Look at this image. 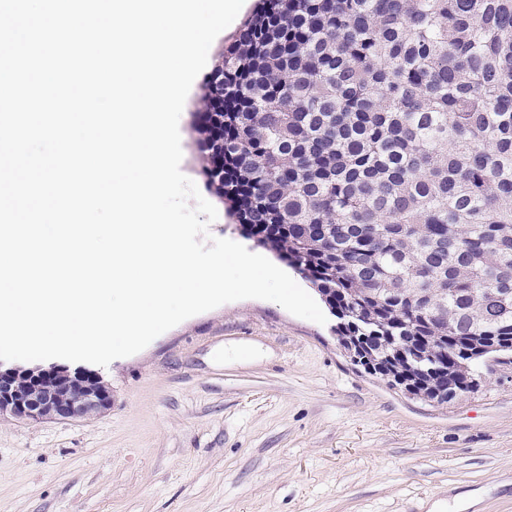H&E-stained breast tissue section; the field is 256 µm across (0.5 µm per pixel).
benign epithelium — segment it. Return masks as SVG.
<instances>
[{"label": "benign epithelium", "mask_w": 512, "mask_h": 512, "mask_svg": "<svg viewBox=\"0 0 512 512\" xmlns=\"http://www.w3.org/2000/svg\"><path fill=\"white\" fill-rule=\"evenodd\" d=\"M102 376L85 367L52 363L26 368L0 361V416L40 422L97 416L111 404Z\"/></svg>", "instance_id": "7a95c632"}]
</instances>
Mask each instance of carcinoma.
I'll return each instance as SVG.
<instances>
[{"mask_svg": "<svg viewBox=\"0 0 512 512\" xmlns=\"http://www.w3.org/2000/svg\"><path fill=\"white\" fill-rule=\"evenodd\" d=\"M243 234L444 403L512 354V0H264L218 66Z\"/></svg>", "mask_w": 512, "mask_h": 512, "instance_id": "1", "label": "carcinoma"}]
</instances>
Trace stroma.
Here are the masks:
<instances>
[{
	"instance_id": "obj_1",
	"label": "stroma",
	"mask_w": 512,
	"mask_h": 512,
	"mask_svg": "<svg viewBox=\"0 0 512 512\" xmlns=\"http://www.w3.org/2000/svg\"><path fill=\"white\" fill-rule=\"evenodd\" d=\"M244 22L212 43L187 96L182 172L219 214L213 237L276 260L223 214L205 174L206 79ZM325 324L266 300L195 315L100 373L90 420L0 419V512H512V365L424 401L354 366Z\"/></svg>"
}]
</instances>
